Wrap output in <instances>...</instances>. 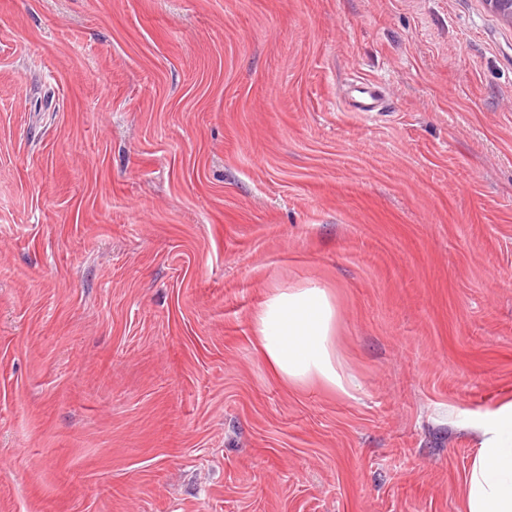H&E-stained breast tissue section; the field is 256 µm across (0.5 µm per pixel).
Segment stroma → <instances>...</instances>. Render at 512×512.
Masks as SVG:
<instances>
[{"label": "stroma", "instance_id": "1", "mask_svg": "<svg viewBox=\"0 0 512 512\" xmlns=\"http://www.w3.org/2000/svg\"><path fill=\"white\" fill-rule=\"evenodd\" d=\"M308 283L355 398L257 352ZM509 400L483 0H0V512H464Z\"/></svg>", "mask_w": 512, "mask_h": 512}]
</instances>
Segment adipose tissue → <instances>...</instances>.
<instances>
[{"label": "adipose tissue", "instance_id": "ef3b65f1", "mask_svg": "<svg viewBox=\"0 0 512 512\" xmlns=\"http://www.w3.org/2000/svg\"><path fill=\"white\" fill-rule=\"evenodd\" d=\"M337 318L327 289H277L253 318L258 353L290 386L318 385L354 398L360 384L337 344ZM478 431L480 445L463 482L465 512H512V402L501 405Z\"/></svg>", "mask_w": 512, "mask_h": 512}]
</instances>
